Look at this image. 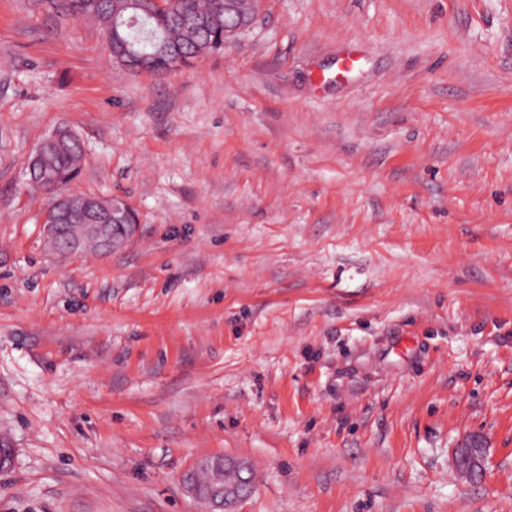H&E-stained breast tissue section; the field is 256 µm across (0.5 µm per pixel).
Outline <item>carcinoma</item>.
Segmentation results:
<instances>
[{"label": "carcinoma", "instance_id": "cac0c4a2", "mask_svg": "<svg viewBox=\"0 0 512 512\" xmlns=\"http://www.w3.org/2000/svg\"><path fill=\"white\" fill-rule=\"evenodd\" d=\"M63 16H80L99 24L115 62L131 66L142 58H165L169 47L191 58L224 49V27L237 22L233 13L216 9L214 0H172L171 8L160 20L150 15L151 0H50ZM136 14L130 26L127 17ZM83 156L80 139L63 134L43 141L29 171L33 184L45 174L67 184L80 172Z\"/></svg>", "mask_w": 512, "mask_h": 512}]
</instances>
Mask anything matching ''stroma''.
Instances as JSON below:
<instances>
[{"label": "stroma", "instance_id": "obj_1", "mask_svg": "<svg viewBox=\"0 0 512 512\" xmlns=\"http://www.w3.org/2000/svg\"><path fill=\"white\" fill-rule=\"evenodd\" d=\"M61 125L109 255L43 242ZM0 438V512H206L215 456L224 512H512V0H259L163 77L0 0ZM82 156V145L76 136L63 133L59 138H47L31 165L30 180L39 188L43 175L52 174L66 185L79 174ZM485 450L486 445L481 435H469L465 443L455 451V460L460 471L465 475L481 472L484 467ZM208 475L204 482L195 475L189 480V490L196 497L211 503L216 509L224 510V503L248 489V485L228 486L224 484V459L213 460L208 465Z\"/></svg>", "mask_w": 512, "mask_h": 512}]
</instances>
